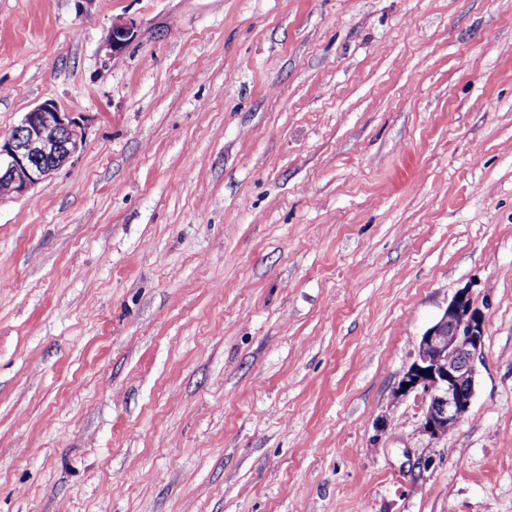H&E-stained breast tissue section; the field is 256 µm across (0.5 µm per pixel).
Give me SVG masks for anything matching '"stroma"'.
Returning a JSON list of instances; mask_svg holds the SVG:
<instances>
[{
  "label": "stroma",
  "mask_w": 512,
  "mask_h": 512,
  "mask_svg": "<svg viewBox=\"0 0 512 512\" xmlns=\"http://www.w3.org/2000/svg\"><path fill=\"white\" fill-rule=\"evenodd\" d=\"M47 100L83 141L0 195V512H512V0H0V135ZM464 288L435 439L397 388ZM134 28V23L129 20L123 18L113 20L112 28L105 44L108 55L114 57L121 53L125 45L133 37ZM486 315L469 289L458 291L441 318L422 335L416 360L403 374L398 392L417 393L427 404L422 430L443 437L469 411L482 352ZM409 383V388L403 384Z\"/></svg>",
  "instance_id": "obj_1"
}]
</instances>
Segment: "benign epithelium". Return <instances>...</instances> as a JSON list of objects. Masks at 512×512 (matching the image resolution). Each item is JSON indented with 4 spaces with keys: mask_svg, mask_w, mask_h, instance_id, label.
I'll list each match as a JSON object with an SVG mask.
<instances>
[{
    "mask_svg": "<svg viewBox=\"0 0 512 512\" xmlns=\"http://www.w3.org/2000/svg\"><path fill=\"white\" fill-rule=\"evenodd\" d=\"M133 35V22L114 20L105 44L108 55L121 53ZM78 128L71 114L52 101L25 113L15 133L0 137V190L23 195L62 168L80 147ZM485 329L484 311L470 290L462 289L422 335L417 358L403 374L398 392L422 396L426 434L447 435L469 411Z\"/></svg>",
    "mask_w": 512,
    "mask_h": 512,
    "instance_id": "obj_1",
    "label": "benign epithelium"
}]
</instances>
